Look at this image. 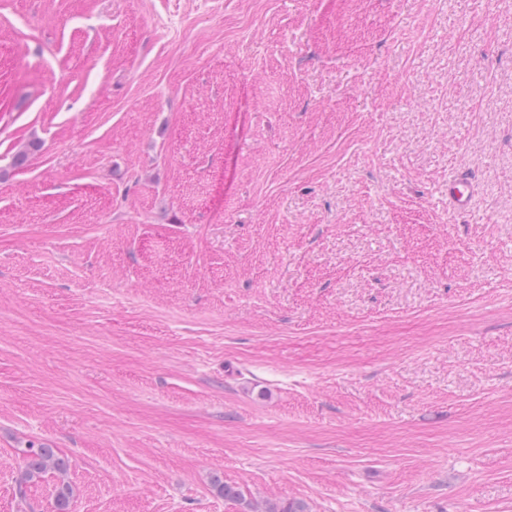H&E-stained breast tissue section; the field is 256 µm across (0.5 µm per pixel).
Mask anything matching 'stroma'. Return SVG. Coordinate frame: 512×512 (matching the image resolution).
I'll list each match as a JSON object with an SVG mask.
<instances>
[{"mask_svg": "<svg viewBox=\"0 0 512 512\" xmlns=\"http://www.w3.org/2000/svg\"><path fill=\"white\" fill-rule=\"evenodd\" d=\"M64 483L512 512V0H0V512ZM475 197V181L468 173L448 177V206L454 213L468 212ZM27 452L25 480L32 481L40 478L48 469L64 473L68 468V461L58 457L52 448H29Z\"/></svg>", "mask_w": 512, "mask_h": 512, "instance_id": "stroma-1", "label": "stroma"}]
</instances>
